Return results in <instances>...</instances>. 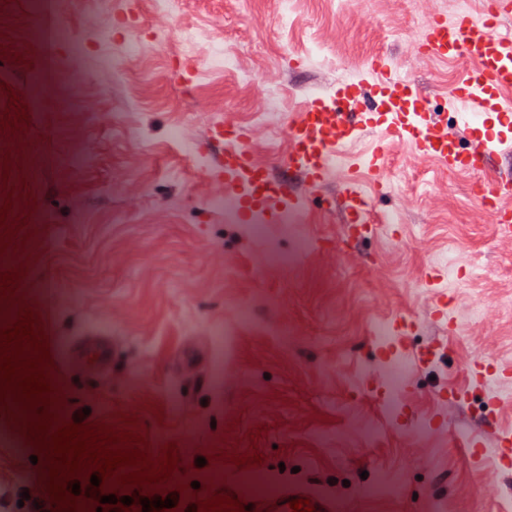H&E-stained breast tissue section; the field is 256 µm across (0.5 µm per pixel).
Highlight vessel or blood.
Segmentation results:
<instances>
[{"mask_svg": "<svg viewBox=\"0 0 512 512\" xmlns=\"http://www.w3.org/2000/svg\"><path fill=\"white\" fill-rule=\"evenodd\" d=\"M506 13L504 0H490L482 28L471 18L458 16L454 22L435 21L423 42L425 50L441 59L465 56L475 66L459 80L452 103L460 109L466 139L444 134L440 118L428 96L410 80L393 75L385 58L370 64L373 84L348 82L330 98L308 99L288 126L290 148L284 162L289 174L296 172L310 187H318L334 167L341 146L354 141L365 130H377L408 145L416 156H428L443 164L448 173L468 174L478 179L474 219L480 224L512 225V212L496 208L495 201L504 184L487 178L499 128L512 129V108L504 105L502 95L512 90V34L499 31ZM496 114L497 127L487 126L484 115ZM250 132L240 126L224 124L212 128L209 140L219 149L210 169L213 178L223 181L226 190L240 194L244 205H268V220L276 222L278 209L294 200L288 177L275 178L267 167L256 165L249 142ZM346 198V226L343 237L360 240L376 232L378 219L372 199L362 183L384 185L389 172L382 161L381 149L366 154L352 164ZM105 334H95L84 348L68 346L61 351L64 362L79 359L93 367L106 362ZM309 500L314 512H336V502L305 486H284L255 498L256 512H291L289 503Z\"/></svg>", "mask_w": 512, "mask_h": 512, "instance_id": "1", "label": "vessel or blood"}]
</instances>
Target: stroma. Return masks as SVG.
I'll return each mask as SVG.
<instances>
[{
	"mask_svg": "<svg viewBox=\"0 0 512 512\" xmlns=\"http://www.w3.org/2000/svg\"><path fill=\"white\" fill-rule=\"evenodd\" d=\"M38 2L0 0V112L15 98L28 115L22 134L0 130V150L11 151L0 199L15 189L9 215L25 223L0 255V276L24 268L15 293L39 312L51 347L98 329L112 338L106 373L55 364L60 416L137 415L153 451L177 445V477L199 482L204 498L247 506L306 485L342 512H512V468L474 463L457 444L480 438L490 418L512 433L496 375L471 379L483 360L512 368V308L502 305L512 297V237L475 222L471 176L385 147L391 180L374 199L387 228L343 247L345 168L321 188L333 208L308 202L298 232L225 223L224 186L208 173L213 117L247 121L271 99L290 120L308 98L368 78L374 55L447 112L471 64L416 44L426 19L455 20L457 0H293L291 27L280 23L283 0H177L170 15L156 0H67L52 71ZM126 13L170 32L130 63ZM106 26L103 48L94 38ZM197 26L211 38L179 41ZM218 45L242 69L215 66ZM419 177L435 192L417 193ZM397 236L414 246L397 247ZM433 252L454 275L430 263ZM433 274L451 299L449 328L432 294L408 290ZM473 295L485 303L477 322ZM400 315L412 325L398 333ZM430 342L441 358L413 365L401 406L386 413L387 366ZM445 386L467 387L466 400L440 404ZM252 450L261 463L236 467ZM34 453L0 411V494L40 492ZM388 476L397 494L378 493Z\"/></svg>",
	"mask_w": 512,
	"mask_h": 512,
	"instance_id": "obj_1",
	"label": "stroma"
}]
</instances>
